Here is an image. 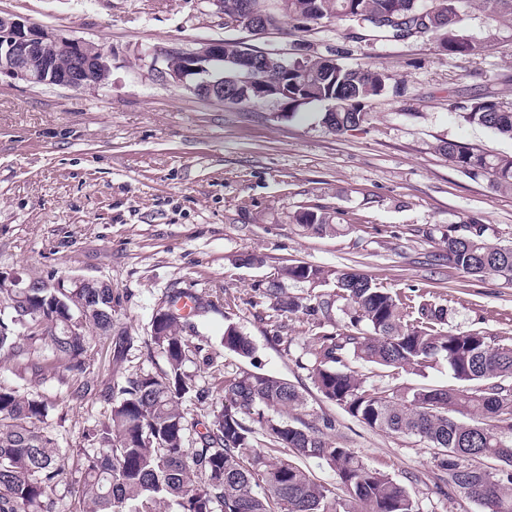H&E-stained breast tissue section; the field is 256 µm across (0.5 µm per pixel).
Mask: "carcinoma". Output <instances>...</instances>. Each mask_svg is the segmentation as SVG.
I'll list each match as a JSON object with an SVG mask.
<instances>
[{
  "label": "carcinoma",
  "mask_w": 512,
  "mask_h": 512,
  "mask_svg": "<svg viewBox=\"0 0 512 512\" xmlns=\"http://www.w3.org/2000/svg\"><path fill=\"white\" fill-rule=\"evenodd\" d=\"M473 4L512 27V0H281L279 13L266 10L263 0H224V15L246 9L275 26L286 17L302 31L323 21L343 22L375 38L395 39L419 26L421 13L429 11L434 19L428 36L453 56L480 49L460 25V14ZM243 51L239 43L224 41L225 82L241 87L232 101L248 106L265 100L282 76L268 69L265 81L243 84L244 73L235 65ZM330 61L311 55L299 63L288 76V84L299 87L298 97L283 100L293 111L312 104L336 107L323 113L322 122L343 134L363 124L369 103L387 90L391 75L380 67ZM460 116L512 140V107L495 94L470 99ZM442 151L462 172L512 193V155L454 142ZM293 220L316 233L334 231L335 216L324 209L304 208ZM487 230L483 224L448 227L442 234L448 267L512 282V245L491 240ZM277 276L279 282L264 284L262 297L277 315H300L311 325L300 368L322 397L372 429L427 443L449 487L483 512H512V342L452 330L444 305L381 288L356 270L331 274L298 262L281 266ZM288 282L307 289L290 293ZM40 284L20 293L0 288V356L33 380L60 369L59 383L77 382L73 397L110 410L87 434L90 447L76 449L67 466L44 426L48 402L0 382V512H54L53 495L62 485L71 512H420L405 484L296 417L307 401L286 379L227 372L221 408L203 420H188L184 403L206 395L186 369L200 347L183 335L189 327L183 316L169 313L185 292L169 295L152 319L148 347L164 366L102 384L90 377L86 332L106 335L105 358L114 367L133 346V338L113 329L107 315L112 289L52 278ZM327 286L333 293L320 292ZM187 296L197 311L219 309L208 296ZM339 300L347 322L339 331L328 330ZM222 345L242 357L253 352L249 337L234 326L226 328ZM440 361L456 384L398 389L370 379L378 371L422 370ZM355 363L369 366L370 375L356 371ZM192 434L196 447L189 448ZM309 460L326 463L336 483L318 481ZM485 460L497 466L490 469Z\"/></svg>",
  "instance_id": "1"
}]
</instances>
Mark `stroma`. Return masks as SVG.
I'll list each match as a JSON object with an SVG mask.
<instances>
[{
    "instance_id": "obj_1",
    "label": "stroma",
    "mask_w": 512,
    "mask_h": 512,
    "mask_svg": "<svg viewBox=\"0 0 512 512\" xmlns=\"http://www.w3.org/2000/svg\"><path fill=\"white\" fill-rule=\"evenodd\" d=\"M101 44L112 75L81 90L32 86L0 76V272L22 282L51 277L101 280L121 299L115 328L133 338L120 370L104 340L89 337L95 376L162 367L147 339L169 294L223 292L224 305L189 319L202 347L187 368L208 393L187 401L188 419L219 408L224 374L235 369L279 377L307 398L304 422L332 421V438L407 485L423 512H482L445 486L433 450L410 436L375 430L324 399L298 361L309 336L301 317L276 318L258 286L298 261L349 268L375 283L445 299L448 326L512 338V283L456 272L442 260L449 225L476 221L512 242V194L473 178L442 154L451 140L512 154V140L465 122L459 108L476 95L512 92V29L475 10L463 25L488 48L448 55L421 38L374 40L346 25H290L254 36L219 24L207 0H0V13ZM234 40L266 52L329 55L352 68L380 66L393 76L367 121L340 135L321 106L288 111L270 98L253 108L205 99L152 71L148 50ZM325 206L339 233L317 236L293 221ZM260 264H244L246 254ZM249 336L243 358L225 349L227 326ZM49 405L46 424L64 455L86 447L85 433L106 405L73 400L55 378L20 380L0 360V381Z\"/></svg>"
}]
</instances>
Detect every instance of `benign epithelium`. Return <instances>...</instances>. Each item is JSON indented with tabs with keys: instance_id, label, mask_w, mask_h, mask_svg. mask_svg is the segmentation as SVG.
<instances>
[{
	"instance_id": "benign-epithelium-1",
	"label": "benign epithelium",
	"mask_w": 512,
	"mask_h": 512,
	"mask_svg": "<svg viewBox=\"0 0 512 512\" xmlns=\"http://www.w3.org/2000/svg\"><path fill=\"white\" fill-rule=\"evenodd\" d=\"M53 44L71 52V67L63 70L55 57L41 48ZM183 59V67L169 71L160 66L168 54ZM150 66L166 82L195 94L224 101V78L219 76L224 55L217 40L199 47H172L150 53ZM109 55L92 41L65 37L31 23L17 14H0V76L6 75L31 85H57L79 89L99 85L98 75L111 71Z\"/></svg>"
}]
</instances>
